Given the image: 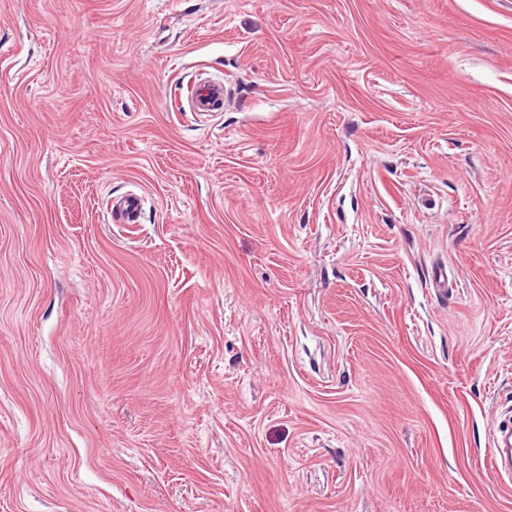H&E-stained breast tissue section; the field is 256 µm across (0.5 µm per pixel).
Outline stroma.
Here are the masks:
<instances>
[{
    "label": "stroma",
    "instance_id": "1",
    "mask_svg": "<svg viewBox=\"0 0 512 512\" xmlns=\"http://www.w3.org/2000/svg\"><path fill=\"white\" fill-rule=\"evenodd\" d=\"M499 405L512 0H0V512H512ZM191 103L197 112L206 113L219 110L224 106V83L200 80L196 83ZM141 198L137 194H126L113 201L112 210L124 222L136 223L142 208ZM491 448V464L496 473L512 474V421L510 417L499 419L496 424Z\"/></svg>",
    "mask_w": 512,
    "mask_h": 512
}]
</instances>
